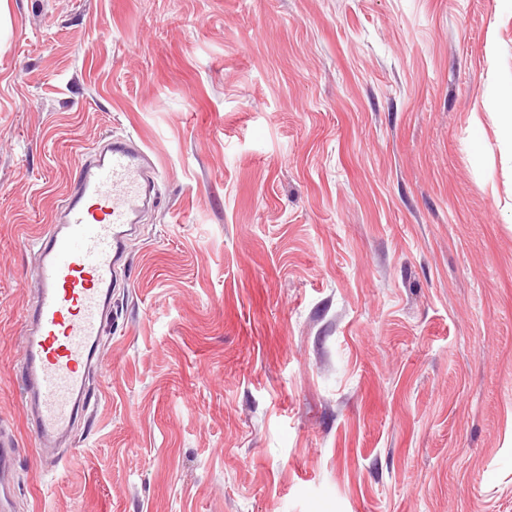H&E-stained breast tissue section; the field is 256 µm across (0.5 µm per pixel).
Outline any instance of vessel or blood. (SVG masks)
Instances as JSON below:
<instances>
[{
  "label": "vessel or blood",
  "instance_id": "vessel-or-blood-1",
  "mask_svg": "<svg viewBox=\"0 0 512 512\" xmlns=\"http://www.w3.org/2000/svg\"><path fill=\"white\" fill-rule=\"evenodd\" d=\"M146 154L125 139L103 141L77 165L60 212L32 240L37 300L26 320L19 360L24 406L40 447L71 430L90 402L88 371L97 362L126 238L157 199ZM15 445L0 438V512H11Z\"/></svg>",
  "mask_w": 512,
  "mask_h": 512
}]
</instances>
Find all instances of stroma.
<instances>
[{"mask_svg":"<svg viewBox=\"0 0 512 512\" xmlns=\"http://www.w3.org/2000/svg\"><path fill=\"white\" fill-rule=\"evenodd\" d=\"M512 0H0L12 512H512ZM124 136L161 204L62 446L28 239Z\"/></svg>","mask_w":512,"mask_h":512,"instance_id":"stroma-1","label":"stroma"}]
</instances>
